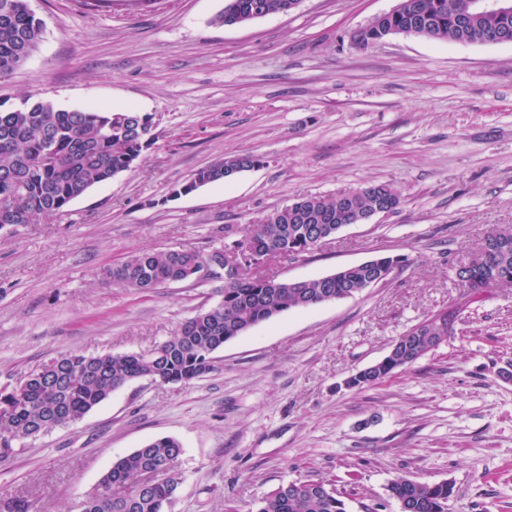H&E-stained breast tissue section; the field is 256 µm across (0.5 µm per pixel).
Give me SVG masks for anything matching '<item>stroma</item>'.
Listing matches in <instances>:
<instances>
[{
  "mask_svg": "<svg viewBox=\"0 0 512 512\" xmlns=\"http://www.w3.org/2000/svg\"><path fill=\"white\" fill-rule=\"evenodd\" d=\"M398 0H301L221 26L224 0H29L37 50L0 80V106L132 109L154 139L136 168L64 212L0 230V387L61 354L152 348L221 298L223 280L138 294L98 274L136 252H210L299 195L385 182L392 213L352 224L312 253L270 261L286 280L379 255L409 262L353 297L291 310L217 352L190 383L139 380L81 420L18 441L0 499L79 512L119 458L180 442L168 512H254L279 485L326 480L348 512H399L386 486L451 481L448 512H512V288L474 295L456 334L408 370L362 390L346 377L460 295L456 266L493 225L512 227V43L349 35ZM260 167L173 191L232 154Z\"/></svg>",
  "mask_w": 512,
  "mask_h": 512,
  "instance_id": "1",
  "label": "stroma"
}]
</instances>
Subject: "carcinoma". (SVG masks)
I'll use <instances>...</instances> for the list:
<instances>
[{"label":"carcinoma","instance_id":"obj_1","mask_svg":"<svg viewBox=\"0 0 512 512\" xmlns=\"http://www.w3.org/2000/svg\"><path fill=\"white\" fill-rule=\"evenodd\" d=\"M291 5L292 0H224L213 22L233 26L253 18L260 7L284 14L292 11ZM392 29L487 44L504 35L512 40V13L474 14L469 0H399L395 13L377 17L373 26L355 32L352 41L365 48ZM40 37L41 23L27 0H0V79L26 62ZM145 118L130 109H60L50 100L24 99L11 109H0V228L62 212L92 186L134 168L149 146L142 135ZM261 164L253 154L225 156L197 170L183 187L190 194ZM385 204L395 209L401 204V195L386 183L331 197L302 196L256 224L225 226L224 246L207 254L169 248L132 254L105 267L102 284L149 293L164 284L191 280L197 269L216 260L224 271V290L217 304L186 319L173 336L147 351L118 356L69 352L30 373L20 386L1 389L0 464L11 459L16 442L82 419L130 382L178 384L201 378L214 370L215 353L252 327L292 309L325 303L329 296L352 297L389 268L409 263L405 255L378 256L298 284L261 272L270 259L293 260L313 252L319 238H333L340 226L354 224L358 215ZM482 245L480 260L457 269L458 285L470 292L512 288V228L488 229ZM456 323L448 320L446 309L432 314L400 336L394 351L347 378L345 388L372 387L410 368L440 338L454 335ZM180 455L181 445L171 437L135 449L84 496L80 512H166L180 484ZM387 492L405 502L408 512H448L453 484L400 477L389 483ZM256 512L347 510L330 484L296 480L272 490Z\"/></svg>","mask_w":512,"mask_h":512}]
</instances>
